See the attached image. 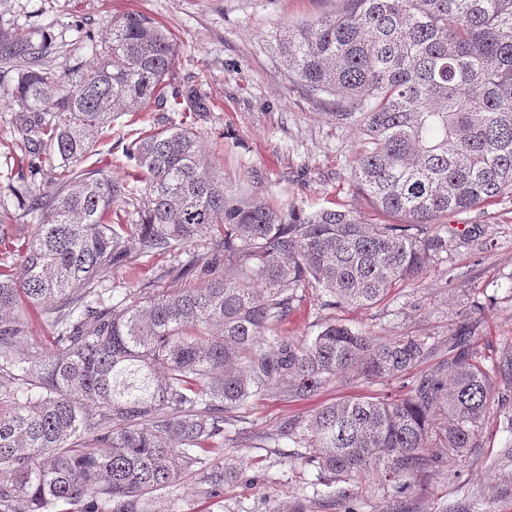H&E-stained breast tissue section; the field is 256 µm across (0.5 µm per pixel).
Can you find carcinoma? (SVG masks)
<instances>
[{"instance_id":"obj_1","label":"carcinoma","mask_w":512,"mask_h":512,"mask_svg":"<svg viewBox=\"0 0 512 512\" xmlns=\"http://www.w3.org/2000/svg\"><path fill=\"white\" fill-rule=\"evenodd\" d=\"M335 13L288 27V70L315 95H344L336 120L356 124L358 190L399 224H365L348 209L279 208L224 186L199 134L159 125L126 150L148 179L136 224L120 217L123 185L79 168L114 113L164 105L175 44L150 17H112L97 62L39 65L51 43L0 29L7 92L35 142L60 163L21 176L38 224L20 273L0 266V512H152L154 493L187 473L217 498L236 467L224 462L232 412L273 390L305 400L348 369L369 383L411 376L407 396L325 405L279 436L337 481L374 480L395 506L420 478L463 460L490 413L512 400L471 350L465 317L448 360L426 337L380 341L327 322L309 341L279 334L302 292L325 305L369 307L448 252L444 219L512 195V0H339ZM198 111L196 89L172 92ZM220 233L180 272L196 288L112 302L100 284L139 253H167ZM41 309L52 347L23 353L24 315ZM500 494L512 497V448L495 453Z\"/></svg>"}]
</instances>
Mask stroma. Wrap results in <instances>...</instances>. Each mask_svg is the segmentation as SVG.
Segmentation results:
<instances>
[{
	"label": "stroma",
	"instance_id": "obj_1",
	"mask_svg": "<svg viewBox=\"0 0 512 512\" xmlns=\"http://www.w3.org/2000/svg\"><path fill=\"white\" fill-rule=\"evenodd\" d=\"M337 6L338 0H0V28L47 36L52 48L46 62L64 70L93 63L90 42L101 39L112 15L130 10L149 15L176 47L171 82L194 87L207 105L197 112L181 103L171 118L199 132L210 165L226 185L247 187L278 205L354 209L364 223L380 224L384 215L351 183L357 127L336 121L335 97L311 94L293 81L279 50L288 26ZM14 82V72L0 66V202L10 217L0 260L17 269L36 222L15 193L19 173L31 160L46 169L55 161L48 147L26 139L16 121L5 98ZM160 116L153 107L137 119L115 115L108 135L82 163L86 169L111 170L124 182L123 208L132 222L146 204L147 183L124 152L156 127ZM448 222L458 231L456 239L418 280L367 309H330L321 298L309 297L283 326V335L309 340L334 320L383 340L417 334L429 337L437 363L447 359L448 338L459 313L468 310L480 360L490 367L511 354L512 197L496 198L481 214L452 215ZM185 258L180 249L133 258L112 272L115 299L145 286L155 292L197 286L196 277L178 272ZM385 392L406 395L401 381L368 384L350 371L305 401L270 392L252 397L234 412L244 438L224 443V455L237 462L238 474L225 483L223 496L201 498L185 475L173 491L157 495L156 512H334L327 504L329 489L318 481L317 468L306 463L303 449L272 438L284 422L305 419L323 405ZM510 443L512 435L503 432L498 414H489L466 462L456 473L417 482L402 498L404 512H459L473 495L482 498L485 512H512V497L500 495L499 473L490 464L497 448Z\"/></svg>",
	"mask_w": 512,
	"mask_h": 512
}]
</instances>
